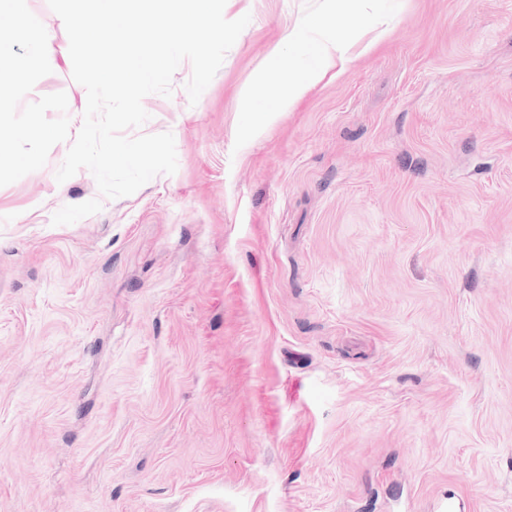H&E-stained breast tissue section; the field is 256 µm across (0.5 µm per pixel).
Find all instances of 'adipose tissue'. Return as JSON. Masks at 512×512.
Returning <instances> with one entry per match:
<instances>
[{
	"label": "adipose tissue",
	"instance_id": "obj_1",
	"mask_svg": "<svg viewBox=\"0 0 512 512\" xmlns=\"http://www.w3.org/2000/svg\"><path fill=\"white\" fill-rule=\"evenodd\" d=\"M326 11L288 30L284 40L294 54L283 62L281 81L283 93L274 108L261 109L255 126H262L271 112L283 111L306 95L329 71H344L354 60L351 48L355 43L352 17L367 13L374 0H325ZM306 56L305 66H298V56ZM29 60L11 53L0 45V112L13 107V99L29 88Z\"/></svg>",
	"mask_w": 512,
	"mask_h": 512
}]
</instances>
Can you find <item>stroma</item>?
<instances>
[{"label":"stroma","mask_w":512,"mask_h":512,"mask_svg":"<svg viewBox=\"0 0 512 512\" xmlns=\"http://www.w3.org/2000/svg\"><path fill=\"white\" fill-rule=\"evenodd\" d=\"M0 115V512H512V0H379L391 33L254 128L251 20L197 103L131 137L178 168L105 199L56 172L69 40Z\"/></svg>","instance_id":"obj_1"}]
</instances>
